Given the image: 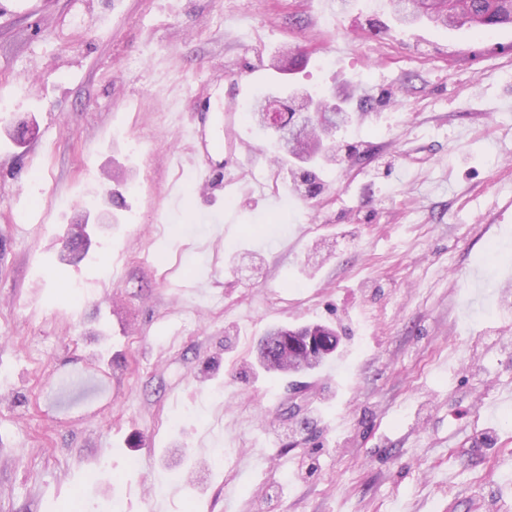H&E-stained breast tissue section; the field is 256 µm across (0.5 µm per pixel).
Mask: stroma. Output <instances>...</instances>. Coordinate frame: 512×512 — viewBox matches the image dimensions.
Returning a JSON list of instances; mask_svg holds the SVG:
<instances>
[{
	"instance_id": "obj_1",
	"label": "stroma",
	"mask_w": 512,
	"mask_h": 512,
	"mask_svg": "<svg viewBox=\"0 0 512 512\" xmlns=\"http://www.w3.org/2000/svg\"><path fill=\"white\" fill-rule=\"evenodd\" d=\"M421 32L388 0H0V512H512V26ZM287 48L352 111L311 199L234 111ZM201 104L220 194L182 161ZM307 324L324 367L265 371ZM310 327L305 326L299 329H288L286 327L275 326L268 329L265 336L261 339L258 347V360L266 371H280L285 373L300 374L315 369L321 365L329 356L322 357L314 363H308L307 367L301 370H291L284 365L281 355L278 351L281 336H306L304 342L309 346L319 340V336H307Z\"/></svg>"
}]
</instances>
